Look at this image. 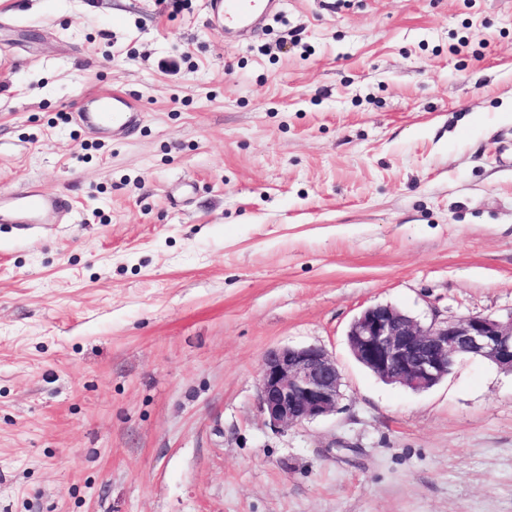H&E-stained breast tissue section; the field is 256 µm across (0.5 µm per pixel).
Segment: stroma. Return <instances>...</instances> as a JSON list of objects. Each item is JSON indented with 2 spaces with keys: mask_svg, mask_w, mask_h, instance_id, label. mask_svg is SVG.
Masks as SVG:
<instances>
[{
  "mask_svg": "<svg viewBox=\"0 0 512 512\" xmlns=\"http://www.w3.org/2000/svg\"><path fill=\"white\" fill-rule=\"evenodd\" d=\"M135 133L79 123L96 91ZM0 512H512V374L387 384L365 307L512 313V0H0ZM336 358L335 415L270 426L277 345ZM279 0H208L207 13L210 21L222 20L224 34L235 33L252 27L274 13ZM99 102L98 112H81V120L101 130H131L139 125L144 112L135 101L118 90L105 91L95 98ZM71 202L62 195L49 197L38 186L12 196H0V224H40L47 212L71 215Z\"/></svg>",
  "mask_w": 512,
  "mask_h": 512,
  "instance_id": "1",
  "label": "stroma"
}]
</instances>
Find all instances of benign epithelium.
I'll return each mask as SVG.
<instances>
[{
	"label": "benign epithelium",
	"instance_id": "obj_1",
	"mask_svg": "<svg viewBox=\"0 0 512 512\" xmlns=\"http://www.w3.org/2000/svg\"><path fill=\"white\" fill-rule=\"evenodd\" d=\"M347 339L354 358L381 380L428 390L465 354L512 373V312L469 315L426 324L391 304L362 310ZM342 375L323 346L282 345L262 356L257 369L259 408L275 427L301 425L336 413Z\"/></svg>",
	"mask_w": 512,
	"mask_h": 512
}]
</instances>
